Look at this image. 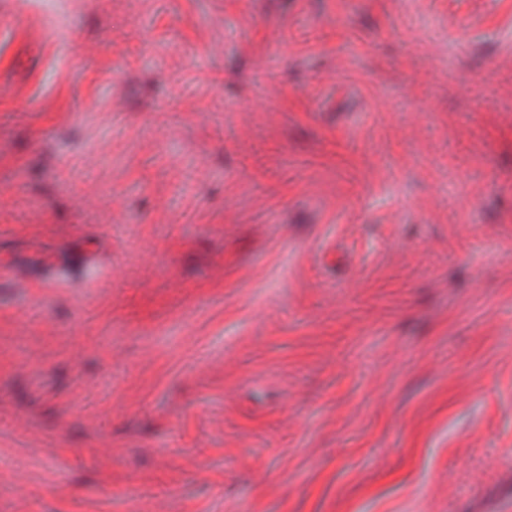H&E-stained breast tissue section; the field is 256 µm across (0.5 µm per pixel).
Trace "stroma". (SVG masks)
<instances>
[{
  "label": "stroma",
  "mask_w": 512,
  "mask_h": 512,
  "mask_svg": "<svg viewBox=\"0 0 512 512\" xmlns=\"http://www.w3.org/2000/svg\"><path fill=\"white\" fill-rule=\"evenodd\" d=\"M512 0H0V512H502Z\"/></svg>",
  "instance_id": "obj_1"
}]
</instances>
